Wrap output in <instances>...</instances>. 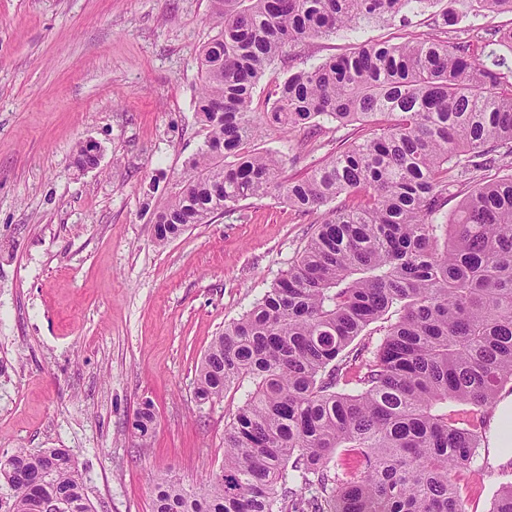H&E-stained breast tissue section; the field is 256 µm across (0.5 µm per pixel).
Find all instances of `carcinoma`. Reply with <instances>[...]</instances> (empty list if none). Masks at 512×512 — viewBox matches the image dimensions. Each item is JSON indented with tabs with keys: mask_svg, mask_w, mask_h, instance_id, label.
Returning <instances> with one entry per match:
<instances>
[{
	"mask_svg": "<svg viewBox=\"0 0 512 512\" xmlns=\"http://www.w3.org/2000/svg\"><path fill=\"white\" fill-rule=\"evenodd\" d=\"M199 52L203 146L153 213L160 242L248 199L323 212L263 297L215 337L195 373L207 402L249 384L224 429V465L196 488L155 485L154 512H467L453 474L481 468L487 419L512 391V161L438 217L453 190L512 156V38L469 27L422 33L288 75L262 111L253 96L287 49L363 24L405 20L438 0H213ZM512 13V0H475ZM359 134L286 179L254 149L265 127ZM385 322L375 347L356 344ZM469 406L455 418L448 405ZM154 417L133 423L146 437ZM0 512H31L52 467L68 507L92 512L66 448L10 455ZM490 512H512V481Z\"/></svg>",
	"mask_w": 512,
	"mask_h": 512,
	"instance_id": "1",
	"label": "carcinoma"
}]
</instances>
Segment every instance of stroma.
<instances>
[{"label": "stroma", "mask_w": 512, "mask_h": 512, "mask_svg": "<svg viewBox=\"0 0 512 512\" xmlns=\"http://www.w3.org/2000/svg\"><path fill=\"white\" fill-rule=\"evenodd\" d=\"M213 0H0V456L69 449L94 512H152L153 484L194 487L224 462V427L243 400L199 403L195 366L225 323L260 299L301 251L316 218L249 199L157 244L150 217L204 141L198 56ZM511 29L512 13L443 0L407 23L371 24L300 49L290 72L364 42L403 41L441 24ZM355 127L268 129L294 178ZM97 140L100 166L73 165ZM154 413L149 437L132 423ZM464 471L467 512H489L512 460Z\"/></svg>", "instance_id": "35a3bbf8"}]
</instances>
